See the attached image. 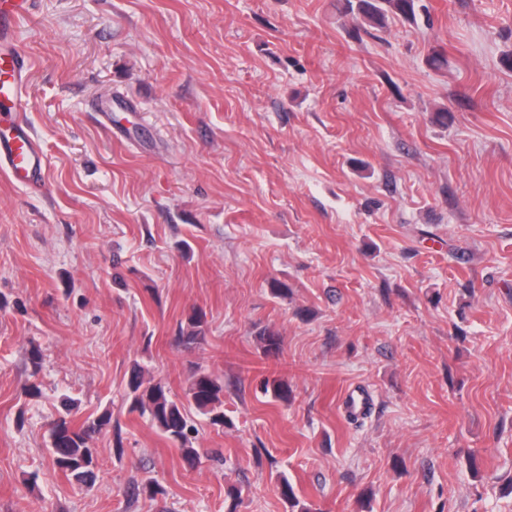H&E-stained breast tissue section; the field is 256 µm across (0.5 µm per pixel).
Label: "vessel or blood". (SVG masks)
Returning <instances> with one entry per match:
<instances>
[{"mask_svg":"<svg viewBox=\"0 0 512 512\" xmlns=\"http://www.w3.org/2000/svg\"><path fill=\"white\" fill-rule=\"evenodd\" d=\"M33 4L11 0L0 10V170L37 188L45 180L44 153L20 110L30 64L18 46L19 23L31 15Z\"/></svg>","mask_w":512,"mask_h":512,"instance_id":"1","label":"vessel or blood"}]
</instances>
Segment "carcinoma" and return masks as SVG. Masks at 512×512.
I'll return each mask as SVG.
<instances>
[{"label":"carcinoma","instance_id":"obj_1","mask_svg":"<svg viewBox=\"0 0 512 512\" xmlns=\"http://www.w3.org/2000/svg\"><path fill=\"white\" fill-rule=\"evenodd\" d=\"M347 11L356 12L371 22L381 24L390 15L412 18L415 16V0H346ZM203 313L193 312L188 317L187 329L179 330L178 341L185 348L200 343ZM130 408L142 415H149L153 424L167 438L182 446L184 457L196 461L197 449L191 446L190 424L185 405L193 406L205 415L210 424L224 426V384L210 374L197 375L187 392V403L174 400L171 390L160 381L151 383L144 378V370L134 365L127 383ZM62 413L47 423L50 453L54 465L77 482L87 485L95 478V457L90 448L93 435L111 425L112 414L104 413L91 422L75 423L76 401L65 395L61 398Z\"/></svg>","mask_w":512,"mask_h":512}]
</instances>
